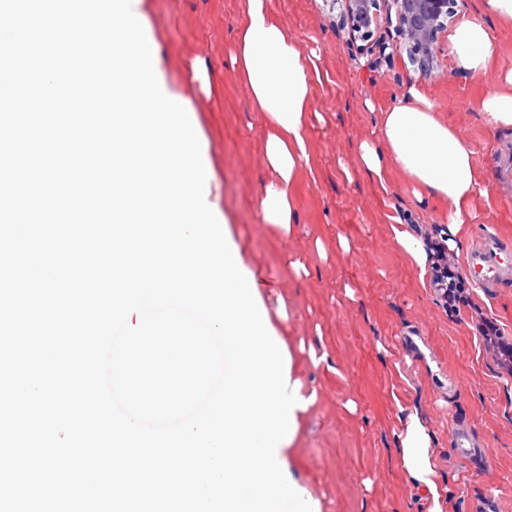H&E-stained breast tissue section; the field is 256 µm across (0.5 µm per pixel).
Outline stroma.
Returning a JSON list of instances; mask_svg holds the SVG:
<instances>
[{"instance_id":"stroma-1","label":"stroma","mask_w":512,"mask_h":512,"mask_svg":"<svg viewBox=\"0 0 512 512\" xmlns=\"http://www.w3.org/2000/svg\"><path fill=\"white\" fill-rule=\"evenodd\" d=\"M147 2L170 85L196 112L227 228L270 314L285 311L284 337L298 373L317 392L289 456L295 478L322 512H424L423 496L399 462L402 421L416 411L430 430L449 512H481L492 496L499 512H512V373L486 351L472 318L481 311L512 343V279L490 292L470 288V305L448 309L391 233L399 224L421 247L446 243L459 272L484 232L512 247V127H489L479 106L498 77L512 72V26L486 17L496 56L480 77L452 68L448 34L440 32L437 65L426 76L407 54L393 53L396 18L387 9L372 27L373 41L390 47L381 57L353 38L336 0H268L295 45L316 53L320 70L311 168L293 185L297 222L286 235L260 220L269 178L263 117L230 62L243 0ZM412 86L468 142L486 176L488 193L476 199L457 239L446 206L416 198L402 170L391 169L383 188L358 169L357 148L372 138L380 111ZM342 237L349 250L340 248ZM297 259L305 271L293 269ZM310 346L325 352V362L310 361ZM453 421L470 430L480 454L455 455Z\"/></svg>"}]
</instances>
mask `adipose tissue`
<instances>
[{
    "instance_id": "adipose-tissue-1",
    "label": "adipose tissue",
    "mask_w": 512,
    "mask_h": 512,
    "mask_svg": "<svg viewBox=\"0 0 512 512\" xmlns=\"http://www.w3.org/2000/svg\"><path fill=\"white\" fill-rule=\"evenodd\" d=\"M495 43L482 17L462 18L448 35L455 68L485 74ZM247 87L253 108L265 119V167L270 178L260 200L263 223L291 233L296 222L291 189L309 164V119L318 69L275 20L267 0H245L230 57ZM360 171L386 184L391 168L401 169L415 195L426 194L448 206V222L461 233L474 201L486 195L474 152L417 88L381 111L373 139L359 144ZM400 464L429 502L428 512H444L431 458V435L418 412L408 413L399 434Z\"/></svg>"
}]
</instances>
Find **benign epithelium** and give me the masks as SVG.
Masks as SVG:
<instances>
[{"label": "benign epithelium", "instance_id": "benign-epithelium-1", "mask_svg": "<svg viewBox=\"0 0 512 512\" xmlns=\"http://www.w3.org/2000/svg\"><path fill=\"white\" fill-rule=\"evenodd\" d=\"M465 0H383L395 9L396 28L402 38L398 49L421 63L426 71L434 69L437 60L436 33L454 13L457 3ZM351 28L369 26L374 19L378 0H346Z\"/></svg>", "mask_w": 512, "mask_h": 512}]
</instances>
